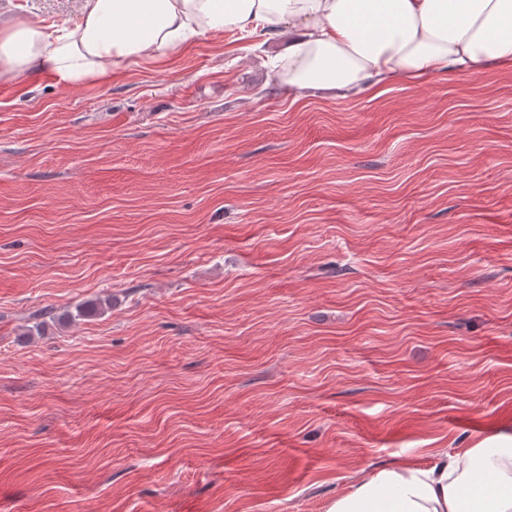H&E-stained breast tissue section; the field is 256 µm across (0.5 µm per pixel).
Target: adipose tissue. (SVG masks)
Segmentation results:
<instances>
[{
	"mask_svg": "<svg viewBox=\"0 0 512 512\" xmlns=\"http://www.w3.org/2000/svg\"><path fill=\"white\" fill-rule=\"evenodd\" d=\"M227 30L287 41L294 92L512 65V0H82L67 27L1 20L0 80L77 87ZM327 512H512V437L374 471Z\"/></svg>",
	"mask_w": 512,
	"mask_h": 512,
	"instance_id": "adipose-tissue-1",
	"label": "adipose tissue"
}]
</instances>
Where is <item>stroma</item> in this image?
Listing matches in <instances>:
<instances>
[{
	"label": "stroma",
	"instance_id": "35a3bbf8",
	"mask_svg": "<svg viewBox=\"0 0 512 512\" xmlns=\"http://www.w3.org/2000/svg\"><path fill=\"white\" fill-rule=\"evenodd\" d=\"M284 49L0 83V512H326L512 436V67L292 95Z\"/></svg>",
	"mask_w": 512,
	"mask_h": 512
}]
</instances>
